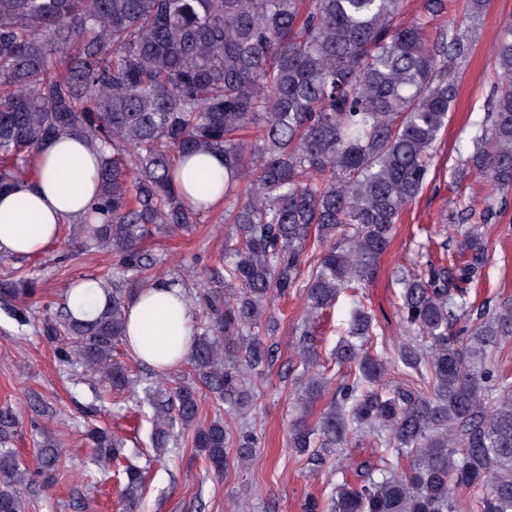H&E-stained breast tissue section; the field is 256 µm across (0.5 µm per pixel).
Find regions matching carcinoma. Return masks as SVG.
Returning a JSON list of instances; mask_svg holds the SVG:
<instances>
[{"mask_svg":"<svg viewBox=\"0 0 512 512\" xmlns=\"http://www.w3.org/2000/svg\"><path fill=\"white\" fill-rule=\"evenodd\" d=\"M403 0H0V190L30 174L40 145L75 135L99 142L100 223L64 235L112 253L110 304L92 321L58 303L40 321L62 362L76 356L102 375L98 400L151 410L156 456L175 431L216 471L227 449L246 461L258 436L240 418L253 402L248 373L272 363L263 337L270 302L295 289L311 311L344 292L357 308L336 345L347 370L313 424L307 420L332 379L316 369L314 332L298 339L303 365L290 447L315 461L324 452L374 440L381 480L347 479L306 512H456L457 492L478 493L477 512H512V384L491 352L512 339V298L470 318L469 285L484 245L463 215L444 225L460 235L466 263L404 269L400 322L409 340L392 355L370 352L374 315L361 300L405 210L422 192L432 148L457 97V66L472 42L457 33L430 40L443 0L426 16L400 20ZM502 84L490 136L476 137L472 168L497 188L512 187V24L497 52ZM224 155V254L195 289L205 317L190 371L131 374L126 346L132 286L152 280L165 256L141 246L152 230H191L197 211L173 182L177 161ZM319 248L308 262L309 244ZM36 281L0 275V302L27 322ZM402 367L408 382L385 380ZM219 413L198 423L200 394ZM17 418L0 409V512H27V471L8 447ZM92 460L112 465L124 512H134L147 468L122 453L125 440L85 425ZM60 469L57 444L37 453L45 486Z\"/></svg>","mask_w":512,"mask_h":512,"instance_id":"cac0c4a2","label":"carcinoma"}]
</instances>
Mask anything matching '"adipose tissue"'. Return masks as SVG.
<instances>
[{
    "mask_svg": "<svg viewBox=\"0 0 512 512\" xmlns=\"http://www.w3.org/2000/svg\"><path fill=\"white\" fill-rule=\"evenodd\" d=\"M40 161L27 177L0 191V257L40 253L55 241L63 225L84 223L96 203L101 152L97 143L73 136L44 142ZM76 161V169L64 160ZM176 185L182 198L198 212L211 210L224 198V157L199 152L180 160ZM210 184L199 191L197 176ZM110 289L103 281L83 278L71 283L65 300L73 316L90 321L103 310ZM195 306L184 286L160 281L139 290L126 308L125 332L129 352L154 369H172L185 362L193 345Z\"/></svg>",
    "mask_w": 512,
    "mask_h": 512,
    "instance_id": "1",
    "label": "adipose tissue"
}]
</instances>
